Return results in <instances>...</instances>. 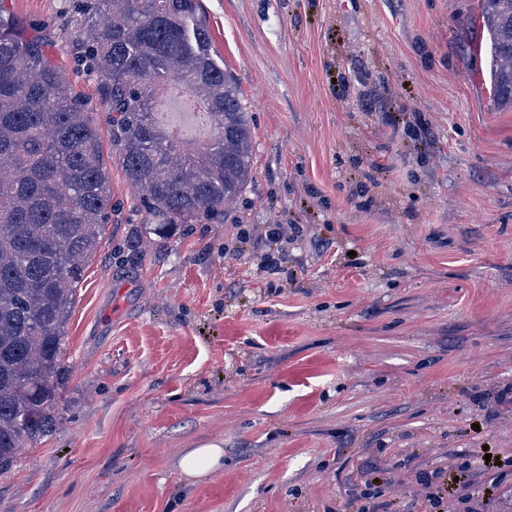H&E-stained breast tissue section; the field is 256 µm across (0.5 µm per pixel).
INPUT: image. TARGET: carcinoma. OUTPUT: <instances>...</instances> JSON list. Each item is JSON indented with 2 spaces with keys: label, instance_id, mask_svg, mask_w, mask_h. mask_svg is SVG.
Returning a JSON list of instances; mask_svg holds the SVG:
<instances>
[{
  "label": "carcinoma",
  "instance_id": "1",
  "mask_svg": "<svg viewBox=\"0 0 512 512\" xmlns=\"http://www.w3.org/2000/svg\"><path fill=\"white\" fill-rule=\"evenodd\" d=\"M490 95L512 109V0H479ZM197 0H86L83 71L109 112L112 151L147 222L221 223L251 180L253 140L233 76L214 57ZM45 43L0 8V474L50 435L84 268L112 216L100 135L66 97ZM172 85L212 124L188 143L155 120Z\"/></svg>",
  "mask_w": 512,
  "mask_h": 512
}]
</instances>
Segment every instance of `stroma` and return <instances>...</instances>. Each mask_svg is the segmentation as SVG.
Masks as SVG:
<instances>
[{
  "label": "stroma",
  "mask_w": 512,
  "mask_h": 512,
  "mask_svg": "<svg viewBox=\"0 0 512 512\" xmlns=\"http://www.w3.org/2000/svg\"><path fill=\"white\" fill-rule=\"evenodd\" d=\"M0 3L87 101L114 206L54 431L0 475V512H353L389 465L417 512L422 476L487 453L512 492V409L490 397L512 384V111L478 0H199L252 178L223 223L164 239L78 71L79 0ZM211 443L223 466L187 476Z\"/></svg>",
  "instance_id": "stroma-1"
}]
</instances>
